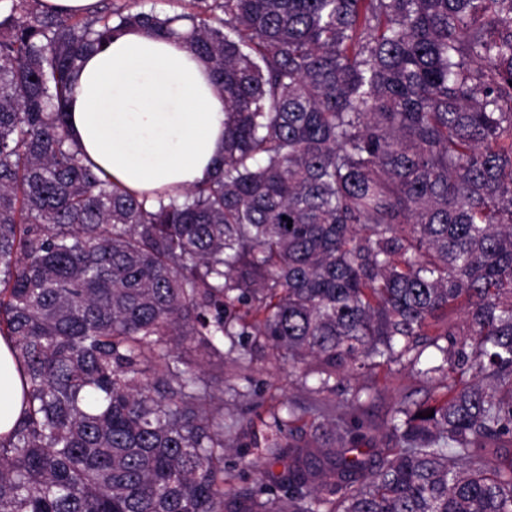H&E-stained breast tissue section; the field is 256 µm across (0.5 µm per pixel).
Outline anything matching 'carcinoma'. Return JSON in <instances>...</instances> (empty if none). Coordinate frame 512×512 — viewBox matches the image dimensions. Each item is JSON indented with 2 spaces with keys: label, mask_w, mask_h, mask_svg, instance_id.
<instances>
[{
  "label": "carcinoma",
  "mask_w": 512,
  "mask_h": 512,
  "mask_svg": "<svg viewBox=\"0 0 512 512\" xmlns=\"http://www.w3.org/2000/svg\"><path fill=\"white\" fill-rule=\"evenodd\" d=\"M141 28L224 93L223 170L153 204L66 121L82 58ZM511 81L512 0H0V335L27 385L0 512H512V455L489 457L512 444ZM267 349L324 400L392 365L444 393L368 458L363 388L259 438L205 366L246 397ZM234 446L288 461L276 489L231 487Z\"/></svg>",
  "instance_id": "cac0c4a2"
}]
</instances>
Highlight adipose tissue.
<instances>
[{"mask_svg": "<svg viewBox=\"0 0 512 512\" xmlns=\"http://www.w3.org/2000/svg\"><path fill=\"white\" fill-rule=\"evenodd\" d=\"M67 123L114 183L155 200L211 178L224 158V99L189 44L136 30L83 59ZM13 345L0 336V436L23 411Z\"/></svg>", "mask_w": 512, "mask_h": 512, "instance_id": "1", "label": "adipose tissue"}]
</instances>
